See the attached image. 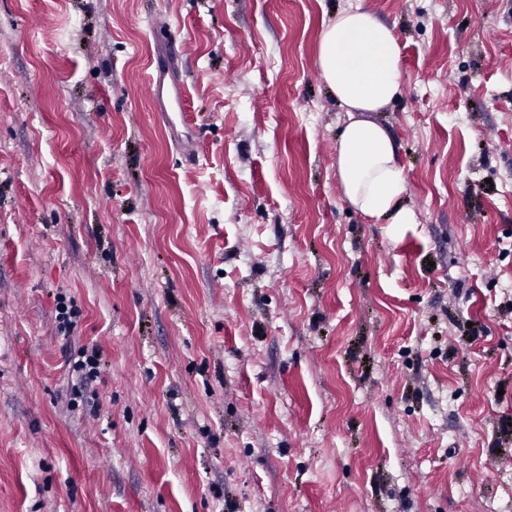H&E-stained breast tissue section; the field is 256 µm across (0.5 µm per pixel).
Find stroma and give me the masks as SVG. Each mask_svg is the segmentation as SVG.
I'll list each match as a JSON object with an SVG mask.
<instances>
[{
  "instance_id": "35a3bbf8",
  "label": "stroma",
  "mask_w": 512,
  "mask_h": 512,
  "mask_svg": "<svg viewBox=\"0 0 512 512\" xmlns=\"http://www.w3.org/2000/svg\"><path fill=\"white\" fill-rule=\"evenodd\" d=\"M357 7L414 224L340 185ZM0 512H512V0H0ZM69 362L73 371L78 372L85 381L97 377L99 361L96 352L87 354V352L82 351L77 355V358H71Z\"/></svg>"
}]
</instances>
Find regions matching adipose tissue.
<instances>
[{
  "label": "adipose tissue",
  "instance_id": "adipose-tissue-1",
  "mask_svg": "<svg viewBox=\"0 0 512 512\" xmlns=\"http://www.w3.org/2000/svg\"><path fill=\"white\" fill-rule=\"evenodd\" d=\"M400 61L393 29L368 11L338 13L322 30L317 67L347 116L336 145L344 195L372 220L414 224L416 212L400 203L406 181L397 142L375 118L402 94Z\"/></svg>",
  "mask_w": 512,
  "mask_h": 512
}]
</instances>
